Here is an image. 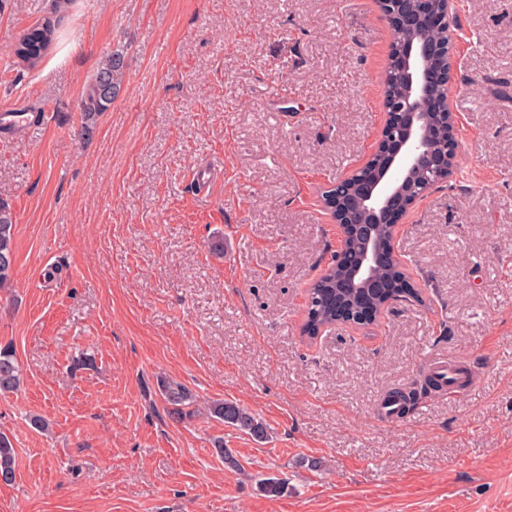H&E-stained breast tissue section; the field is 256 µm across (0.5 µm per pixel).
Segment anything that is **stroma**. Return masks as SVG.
<instances>
[{
    "mask_svg": "<svg viewBox=\"0 0 512 512\" xmlns=\"http://www.w3.org/2000/svg\"><path fill=\"white\" fill-rule=\"evenodd\" d=\"M52 3L0 0V106L40 115L0 127L16 218L0 347L23 377L0 395L16 449L0 512H512V0H456V175L397 232L419 300L314 340L308 289L339 248L319 190L383 117L375 0H71L57 49L15 64ZM115 51L121 91L84 119ZM200 163L219 171L205 194ZM434 358L469 386L381 414ZM160 376L244 406L267 438L177 421Z\"/></svg>",
    "mask_w": 512,
    "mask_h": 512,
    "instance_id": "obj_1",
    "label": "stroma"
}]
</instances>
